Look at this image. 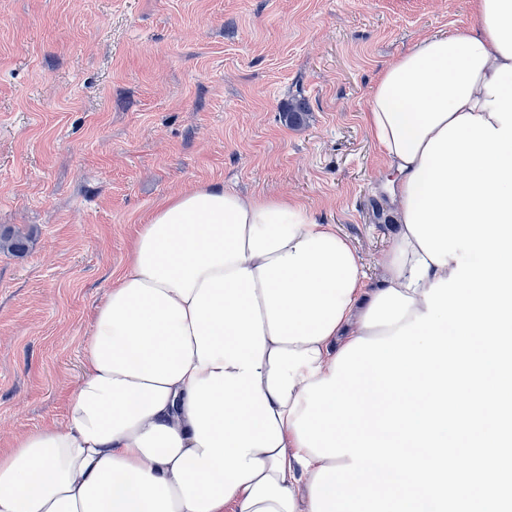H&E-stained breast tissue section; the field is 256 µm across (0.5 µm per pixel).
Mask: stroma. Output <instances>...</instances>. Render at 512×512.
<instances>
[{
	"label": "stroma",
	"mask_w": 512,
	"mask_h": 512,
	"mask_svg": "<svg viewBox=\"0 0 512 512\" xmlns=\"http://www.w3.org/2000/svg\"><path fill=\"white\" fill-rule=\"evenodd\" d=\"M476 26L470 0H0V226L30 236L0 252V450L64 419L162 197L297 198L376 282L396 227L372 88L423 36Z\"/></svg>",
	"instance_id": "1"
}]
</instances>
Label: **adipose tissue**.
Wrapping results in <instances>:
<instances>
[{
  "label": "adipose tissue",
  "mask_w": 512,
  "mask_h": 512,
  "mask_svg": "<svg viewBox=\"0 0 512 512\" xmlns=\"http://www.w3.org/2000/svg\"><path fill=\"white\" fill-rule=\"evenodd\" d=\"M464 33L420 39L380 72L363 121L397 177L376 287L297 201L205 185L160 200L93 318L64 422L0 452V512H311L324 466L289 411L355 339L426 313L456 260L409 232L408 181L485 84L512 66V0H471Z\"/></svg>",
  "instance_id": "ef3b65f1"
}]
</instances>
